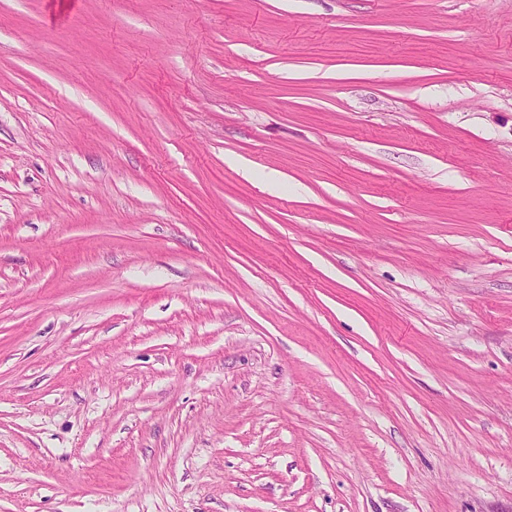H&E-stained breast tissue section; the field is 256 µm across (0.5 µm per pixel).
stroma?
Returning <instances> with one entry per match:
<instances>
[{
  "label": "stroma",
  "mask_w": 512,
  "mask_h": 512,
  "mask_svg": "<svg viewBox=\"0 0 512 512\" xmlns=\"http://www.w3.org/2000/svg\"><path fill=\"white\" fill-rule=\"evenodd\" d=\"M0 512H512V0H0Z\"/></svg>",
  "instance_id": "stroma-1"
}]
</instances>
